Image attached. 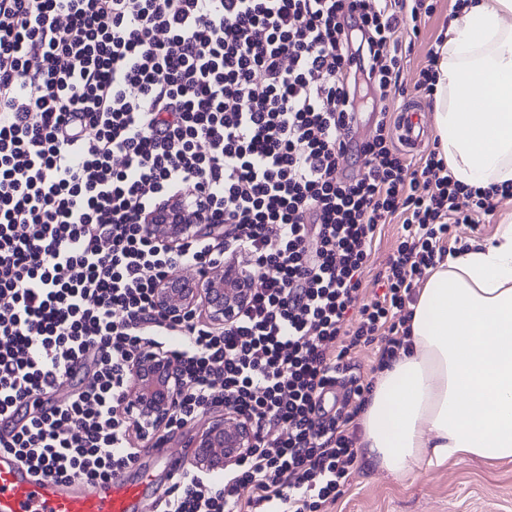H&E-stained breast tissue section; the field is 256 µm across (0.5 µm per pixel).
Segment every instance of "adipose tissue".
Instances as JSON below:
<instances>
[{"label":"adipose tissue","instance_id":"adipose-tissue-1","mask_svg":"<svg viewBox=\"0 0 512 512\" xmlns=\"http://www.w3.org/2000/svg\"><path fill=\"white\" fill-rule=\"evenodd\" d=\"M433 108L440 153L466 188L512 184V0H463L439 49ZM472 88L487 107L461 109ZM408 351L377 376L360 447L404 478L423 464L512 461V219L428 270Z\"/></svg>","mask_w":512,"mask_h":512}]
</instances>
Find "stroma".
I'll use <instances>...</instances> for the list:
<instances>
[{
    "label": "stroma",
    "mask_w": 512,
    "mask_h": 512,
    "mask_svg": "<svg viewBox=\"0 0 512 512\" xmlns=\"http://www.w3.org/2000/svg\"><path fill=\"white\" fill-rule=\"evenodd\" d=\"M434 4L435 12L401 73L406 95L410 98L416 96L415 84L429 45L435 42L453 16V0H434ZM493 203V213L481 217L479 223L453 225L450 235L437 242V249L449 256L469 242L491 240L502 220L512 215V196H496ZM400 234L399 224L381 225L362 273L363 300H370L379 292L378 275L386 269L395 253ZM219 415V410L215 409L183 428L161 429L153 447L139 449V465L157 475L151 488L154 501L164 499L170 487L169 480L157 473V449H166L170 455L189 460L191 442ZM328 512H512V462L490 464L480 459H466L457 463H434L402 480L361 458L345 494L329 506Z\"/></svg>",
    "instance_id": "1"
}]
</instances>
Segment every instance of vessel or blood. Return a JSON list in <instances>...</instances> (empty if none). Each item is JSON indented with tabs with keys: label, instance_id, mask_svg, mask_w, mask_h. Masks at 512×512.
Returning a JSON list of instances; mask_svg holds the SVG:
<instances>
[{
	"label": "vessel or blood",
	"instance_id": "b4317fda",
	"mask_svg": "<svg viewBox=\"0 0 512 512\" xmlns=\"http://www.w3.org/2000/svg\"><path fill=\"white\" fill-rule=\"evenodd\" d=\"M143 491L125 475L77 492L71 484L34 474L0 450V512H137Z\"/></svg>",
	"mask_w": 512,
	"mask_h": 512
}]
</instances>
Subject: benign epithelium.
<instances>
[{
	"instance_id": "1",
	"label": "benign epithelium",
	"mask_w": 512,
	"mask_h": 512,
	"mask_svg": "<svg viewBox=\"0 0 512 512\" xmlns=\"http://www.w3.org/2000/svg\"><path fill=\"white\" fill-rule=\"evenodd\" d=\"M183 223L178 226L159 224L154 216L146 219L150 233L170 248L187 235H215L217 225L205 223L201 203L178 206ZM255 287V277H246L227 265L209 273L202 281L177 270L154 292L158 308L169 317L183 315L196 304L202 305L217 323L229 324ZM181 383L180 368L171 355L145 349L130 364V382L126 392L131 408V430L147 443L153 432L165 424L178 401ZM252 446L249 423L233 411L215 420L195 442L199 452L194 455L195 468L211 472L233 465Z\"/></svg>"
}]
</instances>
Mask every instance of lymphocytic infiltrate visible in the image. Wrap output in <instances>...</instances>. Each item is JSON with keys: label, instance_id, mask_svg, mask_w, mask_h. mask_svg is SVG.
I'll return each instance as SVG.
<instances>
[{"label": "lymphocytic infiltrate", "instance_id": "obj_1", "mask_svg": "<svg viewBox=\"0 0 512 512\" xmlns=\"http://www.w3.org/2000/svg\"><path fill=\"white\" fill-rule=\"evenodd\" d=\"M432 0H0V449L36 474L96 483L137 458L123 412L132 358L171 348L167 421L215 407L253 445L222 480L186 468L162 512H326L358 458L372 381L348 359L380 332L409 348L407 306L433 242L492 212L438 148L407 161L387 99ZM375 109L373 136L357 116ZM358 162L337 180L341 159ZM223 239L178 252L143 229L180 193ZM400 218L381 297L359 300L377 228ZM247 262L236 319H174L154 290L177 266ZM340 406L324 396L337 381ZM78 382L66 399L56 393ZM254 494L244 499L243 486Z\"/></svg>", "mask_w": 512, "mask_h": 512}]
</instances>
